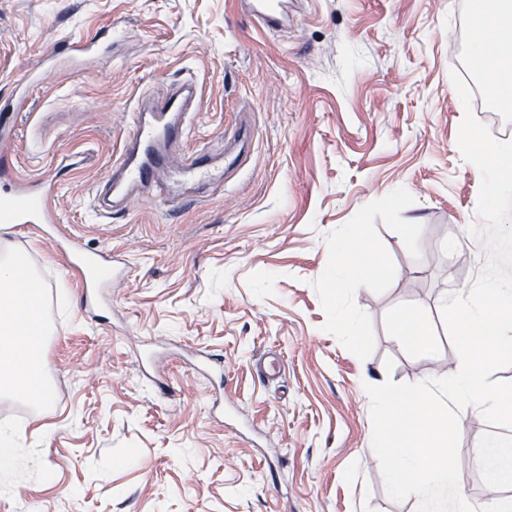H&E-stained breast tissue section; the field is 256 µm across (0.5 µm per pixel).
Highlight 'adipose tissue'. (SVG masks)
Wrapping results in <instances>:
<instances>
[{"label": "adipose tissue", "instance_id": "ef3b65f1", "mask_svg": "<svg viewBox=\"0 0 512 512\" xmlns=\"http://www.w3.org/2000/svg\"><path fill=\"white\" fill-rule=\"evenodd\" d=\"M484 19L476 27L469 54L480 76L498 74L505 60L499 53L503 42H512V0H487ZM356 228L336 239L338 261L332 279L337 291L371 285L349 253L361 243ZM43 284L31 266L15 265L13 258L0 259V394H25L38 404L50 398L40 339L45 326L37 306Z\"/></svg>", "mask_w": 512, "mask_h": 512}]
</instances>
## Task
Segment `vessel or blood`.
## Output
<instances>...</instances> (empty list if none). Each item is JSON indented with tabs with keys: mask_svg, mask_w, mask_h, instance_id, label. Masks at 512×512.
<instances>
[{
	"mask_svg": "<svg viewBox=\"0 0 512 512\" xmlns=\"http://www.w3.org/2000/svg\"><path fill=\"white\" fill-rule=\"evenodd\" d=\"M253 15L269 26L283 25L288 0H248ZM102 46L92 39L57 44L43 59L49 68H83L100 55ZM26 97L23 84H16L11 99L0 104V144L8 145L15 132L12 112ZM197 98L193 83L179 82L166 94L146 96L133 112L132 127L120 157L106 182L101 209L126 205L149 187L159 186L161 172L176 168L184 180L213 183L212 159L200 154L190 162L174 165L173 158L183 140L188 118ZM9 191L0 195L1 224H29L53 240L70 269L79 273L86 299L101 296L111 287L116 259L111 250L87 252L78 237L62 225L53 206L55 184L47 177L13 178Z\"/></svg>",
	"mask_w": 512,
	"mask_h": 512,
	"instance_id": "b4317fda",
	"label": "vessel or blood"
}]
</instances>
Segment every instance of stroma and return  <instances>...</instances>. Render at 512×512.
<instances>
[{
  "instance_id": "35a3bbf8",
  "label": "stroma",
  "mask_w": 512,
  "mask_h": 512,
  "mask_svg": "<svg viewBox=\"0 0 512 512\" xmlns=\"http://www.w3.org/2000/svg\"><path fill=\"white\" fill-rule=\"evenodd\" d=\"M288 11L271 29L246 0H0V99L36 77L0 168L56 177L62 224L128 262L111 306H89L50 240L0 231V250L27 255L44 285L53 394L45 409L0 396L22 448L0 471V512H417L386 491L366 388L457 367L441 304L472 287L487 253L468 232L482 174L459 150L450 85L455 71L481 85L475 15L470 0ZM66 38L105 41L96 66L42 69ZM185 79L200 92L187 148L220 161L238 135L241 165L194 201L145 193L97 216L139 95ZM67 154L82 166L62 167ZM353 225L385 273L340 296L336 237ZM404 311L430 327L433 354L395 341ZM345 316L362 320L358 342ZM266 351L283 368L263 382ZM202 354L223 374L199 372ZM458 423L460 484L489 505L503 493L477 462L488 426L469 408Z\"/></svg>"
}]
</instances>
